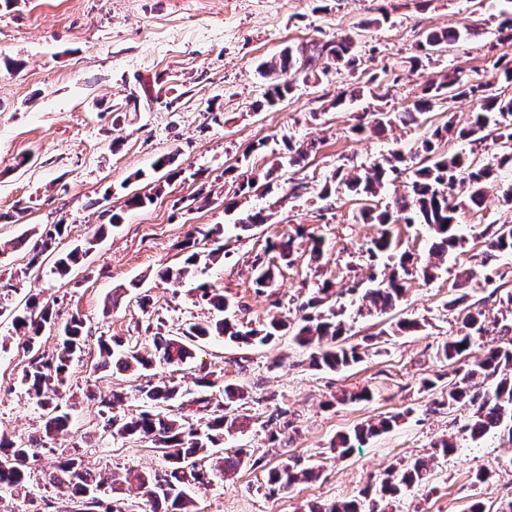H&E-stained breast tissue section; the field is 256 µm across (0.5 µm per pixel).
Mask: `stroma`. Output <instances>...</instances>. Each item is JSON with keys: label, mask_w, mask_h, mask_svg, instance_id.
<instances>
[{"label": "stroma", "mask_w": 512, "mask_h": 512, "mask_svg": "<svg viewBox=\"0 0 512 512\" xmlns=\"http://www.w3.org/2000/svg\"><path fill=\"white\" fill-rule=\"evenodd\" d=\"M364 21L368 29L359 30ZM462 25L475 27L476 37L423 59L425 30ZM496 26L474 0H16L0 6V281L15 286L5 303L12 307L34 295L53 307L55 322L41 333L44 351L54 349L71 315L81 314L88 331L82 359L59 389L71 428L50 436L44 411L20 382L28 362L24 339L9 316H0V336L9 339L7 350H0V435L44 443L31 463L26 493L5 498L10 512H34L35 497L60 496V488L47 482L63 453L80 451L87 466L103 474L163 467L148 443L102 432L101 396L122 395L120 415L138 414L141 402L139 378L99 368L100 337L148 348V317L162 318L169 329L212 319L213 310L196 296L202 284L224 291L239 318L258 326L274 317L298 320L299 302L323 282L341 288L363 276L376 226L360 221L345 192L336 195L333 210L322 211L317 190L339 165L367 166L395 149L409 155L429 126L464 124L478 101L445 99L417 123L383 134L370 128L374 112L412 107L439 73L493 79V64L504 52ZM344 35L356 40L355 71L297 82L277 106L255 109L266 87L260 62L287 47ZM368 81L373 93L343 101L352 85ZM359 121L367 130L358 136L352 127ZM310 139L317 145L304 167L287 170L270 188L240 190V173L263 175L284 153L285 141ZM163 154L175 158L167 179L153 169ZM506 186L501 178L488 187L481 212L459 210L460 223L479 231L512 222V208L502 198ZM203 188L213 194L207 206L194 200ZM137 192L151 194L152 202L127 208ZM259 209L269 223L241 230V219ZM115 213L123 221L112 228ZM53 224L68 227L57 253L91 246L65 278L52 274L49 260L28 269L27 250L12 245ZM102 224L108 230L99 238L95 231ZM216 224L223 229V260L199 266L180 282L158 279L159 269L181 260L180 248L195 227ZM288 234L297 237L295 265L283 268L273 294L257 292L255 255ZM313 234L324 237L327 247L316 266L308 263ZM480 261L476 246L448 258L436 280H412L402 302L386 314L349 304L345 321L354 344L403 317L424 327L389 337L378 352L340 372L310 367L308 349L287 335L250 346L215 336L182 370L159 363L148 370L150 380L171 377L185 386L200 368L221 372L222 381L208 391L215 401L223 400L228 383L247 391L239 404L246 425L225 436L224 445L247 448L265 465L191 489L197 512H302L311 501L356 495L392 462L427 456L433 459L431 479L409 491L393 512H464L474 501L496 512L511 501L512 441L493 432L471 442L460 431L467 411L436 406V392L420 386L422 379L449 371L437 357L438 345L459 331L449 301L461 296L470 305L497 285L512 287V259L499 260L484 287L463 284L462 269ZM364 387L371 400L331 401ZM277 408L288 420L279 447L271 445L266 426ZM393 413L401 416L397 426L352 456L334 459L330 443L336 435ZM445 435L455 436L456 452L434 455V442ZM285 452L302 464L320 465V477L270 492L267 470ZM484 468L491 478L475 482Z\"/></svg>", "instance_id": "obj_1"}]
</instances>
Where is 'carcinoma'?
Wrapping results in <instances>:
<instances>
[{
    "label": "carcinoma",
    "mask_w": 512,
    "mask_h": 512,
    "mask_svg": "<svg viewBox=\"0 0 512 512\" xmlns=\"http://www.w3.org/2000/svg\"><path fill=\"white\" fill-rule=\"evenodd\" d=\"M506 5L499 10L500 20L496 29L497 42L504 47L512 46V0H497ZM476 35L468 27L448 30H427L421 47L426 55L439 52L460 41ZM325 58L320 73L328 75L332 70H355L358 65L356 41L350 36L314 43L312 47H287L277 56L260 65V75L267 80L263 101L257 106H273L285 99L294 89L292 78L314 73V63ZM471 97L482 104L481 111L473 113L465 125L456 127L448 122L426 133L414 152L417 159L407 191L394 201L381 204L379 194L391 176L403 172L406 162L399 150L389 153L383 162L368 168L354 167L344 173L340 170L325 181L318 198L322 201L336 194V185H341L359 201V216L364 224H376L377 236L372 238L367 252L370 258L384 256L388 264L377 270L368 267L364 277L353 280L340 294L358 297L369 306L386 311L395 307L405 295L406 284L418 278L425 282L436 279L442 271L443 260L448 254L465 247L466 239L458 233L457 212L461 207L481 209L487 186L500 177L505 168H512V95H507L490 82L473 83L459 71L449 72L430 82L422 89L413 109L403 112L380 111L376 113L373 130L385 131L395 124L417 122V116L433 109L437 101L444 98ZM495 133L500 153L484 161L476 152L466 156L445 149L448 137L466 140L481 147L488 132ZM315 149V142L307 145L285 143V161H276L263 173L265 186L276 178L275 172L283 166L299 167L308 153ZM466 192L464 200L455 201L454 191ZM396 224H422L430 235L428 256L422 260L409 251L396 252L393 226ZM65 225L53 224L44 229L32 248V260L51 248L64 233ZM220 227L195 229V235L182 251L183 261L176 267H164L157 277L164 281L189 277L202 261H214L224 252L219 245L210 250L198 247V241L218 242ZM481 247L482 266L493 264L503 254L512 253V224H488L474 237ZM265 252H274L276 257L290 267L295 264L294 238H282L269 242ZM84 250L75 248L62 254L54 262L55 273L67 275L79 260ZM254 284L258 289L275 286L276 273L280 267L270 260L258 257L254 260ZM199 299L218 311H225L228 301L223 293L206 285L198 287ZM333 285L325 282L300 304L299 323L272 318L261 327L243 328L231 321L191 323L177 331L160 332V327L148 323L145 332L150 334L154 351L142 352L116 338H100V366L113 364L122 372L140 374L153 364V354L170 366H180L194 358L198 343L212 337L222 336L238 344L252 345L269 343L283 331H293L298 345L311 350L310 364L321 370L339 371L361 360L355 346L343 343L346 333L343 313L336 311L333 297L338 294ZM54 320L53 309L29 297L24 304L12 311L15 329L24 331L29 361L24 367L21 383L27 395L36 404L48 411L46 434L63 432L71 425L70 412L57 403L58 388L64 385L70 374L72 363L82 356L86 345V323L80 316H73L62 330L54 351H41L40 333ZM462 334L452 336L438 346V358L453 365V376L448 384L437 387L430 379L422 381V388L431 391L440 389V407L467 408L468 421L462 431L471 440L477 441L488 432L499 430L512 439V340L505 345H496L484 350L481 357L466 362L472 348L481 339L496 331L497 321L486 314V306L471 304L459 311ZM421 328L418 320L401 318L391 333L403 335ZM382 330L375 338L390 333ZM214 372L199 370L195 388L183 389L172 381L155 383L146 381L137 388V396L143 409L135 416L124 419L112 414L121 396L116 393L104 395L99 400L98 413L104 416L103 432L122 438L146 439L155 445L165 459V467L152 473L136 476L140 502H149L152 512L169 505L173 512H193V500L187 493L190 487L199 489L210 486L209 473L199 462L217 456L226 475L236 473L246 465L260 466L262 459L255 458L245 448L222 449L224 435L244 427L240 415L236 414V403L245 398V392L235 384L224 386V403L211 406L205 391L216 382ZM201 414L204 422L193 423V417ZM402 414L384 416L376 421L355 427L343 433L331 443L336 458H346L369 440L391 430L399 423ZM34 444L0 437V492H19L26 489ZM318 476L312 466L298 467L292 457L268 470L267 485L270 491L284 490L300 480ZM430 467L423 458L403 459L392 465L375 487H367L358 494L332 503H314L307 512H390V503L400 499L411 489L429 481ZM50 483L67 490L64 502L55 497H43L37 504V512H79L86 506L88 512H127L133 502L131 498H114V486L122 484L116 472L107 475L89 470L83 456L73 453L59 458Z\"/></svg>",
    "instance_id": "carcinoma-1"
}]
</instances>
